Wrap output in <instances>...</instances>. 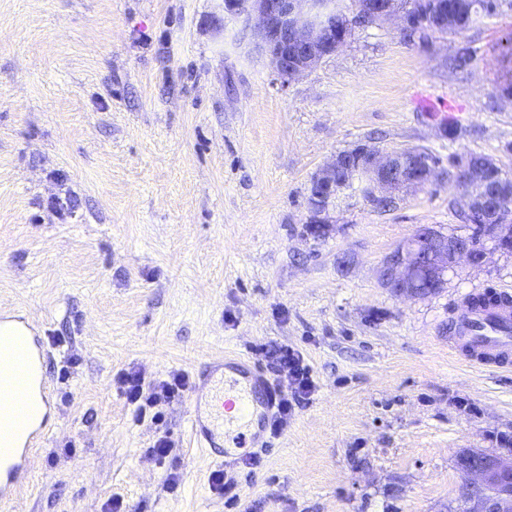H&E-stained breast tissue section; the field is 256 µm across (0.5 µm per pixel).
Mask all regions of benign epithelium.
Returning a JSON list of instances; mask_svg holds the SVG:
<instances>
[{
    "instance_id": "7a95c632",
    "label": "benign epithelium",
    "mask_w": 512,
    "mask_h": 512,
    "mask_svg": "<svg viewBox=\"0 0 512 512\" xmlns=\"http://www.w3.org/2000/svg\"><path fill=\"white\" fill-rule=\"evenodd\" d=\"M224 12L245 16L253 26L258 48L266 54L274 72L292 79L317 67L346 42L348 25L336 31L335 0H224ZM373 23L399 17L411 24L402 0H382L369 12ZM495 166L488 160L479 167L460 169L465 210L490 214L498 210V197L487 189L485 171ZM436 169L408 161L405 151H385L367 146L357 155L337 153L312 176V185L337 198L353 181L362 184L370 201L391 200L395 193L418 187L434 178ZM487 255L464 235L445 234L432 225L418 226L411 237L391 251L378 270L381 285L397 297H420L447 283L448 272L461 263L481 265ZM464 475L458 496L468 512H512V454H488L471 450L457 457Z\"/></svg>"
}]
</instances>
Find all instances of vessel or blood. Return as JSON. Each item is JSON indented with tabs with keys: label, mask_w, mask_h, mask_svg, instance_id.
Instances as JSON below:
<instances>
[{
	"label": "vessel or blood",
	"mask_w": 512,
	"mask_h": 512,
	"mask_svg": "<svg viewBox=\"0 0 512 512\" xmlns=\"http://www.w3.org/2000/svg\"><path fill=\"white\" fill-rule=\"evenodd\" d=\"M19 334L18 355L27 367L23 396L36 405L40 414L30 417L21 444L0 449V500L13 498L29 473L32 451L49 433L48 418L55 406L48 387V356L45 341L27 319L0 312V329ZM452 336L449 347L466 360L481 365L512 363V304L481 307L464 303L448 324ZM195 409L190 420V437L209 459L224 460L229 455L226 427L260 431L269 429L278 393L249 360L232 355L213 360L201 373L194 389Z\"/></svg>",
	"instance_id": "b4317fda"
}]
</instances>
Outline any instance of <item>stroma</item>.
<instances>
[{"label":"stroma","instance_id":"1","mask_svg":"<svg viewBox=\"0 0 512 512\" xmlns=\"http://www.w3.org/2000/svg\"><path fill=\"white\" fill-rule=\"evenodd\" d=\"M510 32L512 0L427 45L356 26L286 82L224 0H0V310L40 327L57 406L0 512H448L458 454L512 438V370L452 354L448 321L465 294L512 293V254L416 299L377 270L417 226L460 228L455 158L512 175ZM359 144L429 150L437 175L386 210L346 191L315 237L311 178ZM264 345L299 349L317 390L223 463L192 444L189 397L139 420L112 382L194 380L227 352L264 372Z\"/></svg>","mask_w":512,"mask_h":512}]
</instances>
